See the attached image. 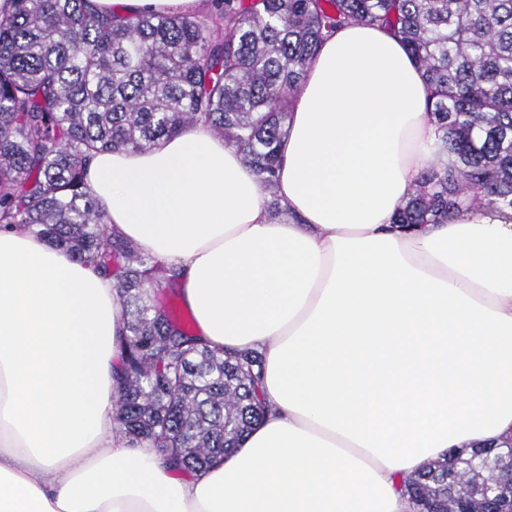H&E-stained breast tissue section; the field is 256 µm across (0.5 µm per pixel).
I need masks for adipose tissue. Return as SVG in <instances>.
Returning <instances> with one entry per match:
<instances>
[{"mask_svg": "<svg viewBox=\"0 0 512 512\" xmlns=\"http://www.w3.org/2000/svg\"><path fill=\"white\" fill-rule=\"evenodd\" d=\"M94 2L103 15L208 8ZM430 96L397 37L349 23L308 64L275 194L202 124L93 155L109 226L181 267L208 345L262 357L267 415L197 477L114 422L112 279L0 230V512H417L404 482L424 465L512 445V218L394 222L438 161Z\"/></svg>", "mask_w": 512, "mask_h": 512, "instance_id": "ef3b65f1", "label": "adipose tissue"}]
</instances>
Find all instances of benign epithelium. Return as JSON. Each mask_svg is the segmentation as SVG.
Listing matches in <instances>:
<instances>
[{"label": "benign epithelium", "mask_w": 512, "mask_h": 512, "mask_svg": "<svg viewBox=\"0 0 512 512\" xmlns=\"http://www.w3.org/2000/svg\"><path fill=\"white\" fill-rule=\"evenodd\" d=\"M496 474L492 481L471 469L474 475L469 497L459 504L458 512H512V447L496 453Z\"/></svg>", "instance_id": "7a95c632"}]
</instances>
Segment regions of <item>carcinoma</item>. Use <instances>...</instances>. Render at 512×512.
<instances>
[{"label": "carcinoma", "mask_w": 512, "mask_h": 512, "mask_svg": "<svg viewBox=\"0 0 512 512\" xmlns=\"http://www.w3.org/2000/svg\"><path fill=\"white\" fill-rule=\"evenodd\" d=\"M0 20V226H19L116 282L123 347L115 423L132 446L206 470L263 418L262 359L212 349L152 296L179 268L109 231L85 181L92 153L144 151L201 122L274 193L278 143L308 61L351 22L400 37L432 88L447 161L425 169L395 223L512 209V0H216L222 24L99 14L91 0H12ZM453 450L409 481L419 512L469 482Z\"/></svg>", "instance_id": "1"}]
</instances>
